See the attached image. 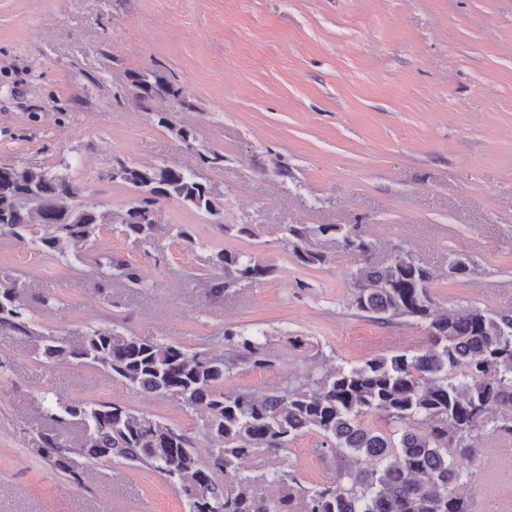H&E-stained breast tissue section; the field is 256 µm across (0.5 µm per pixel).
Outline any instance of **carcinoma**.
Wrapping results in <instances>:
<instances>
[{"label":"carcinoma","mask_w":512,"mask_h":512,"mask_svg":"<svg viewBox=\"0 0 512 512\" xmlns=\"http://www.w3.org/2000/svg\"><path fill=\"white\" fill-rule=\"evenodd\" d=\"M125 93L142 99L138 108L146 112L151 100H183L182 88L153 67L131 71ZM115 167L118 173L110 179L144 193L121 213L77 200L78 189L59 170L20 161L0 164V236L64 256L82 251L102 225L117 223L133 246L167 231L192 246L183 227L154 221L157 204L171 200L204 217L219 214L209 187L191 168L125 160ZM282 231L307 266L325 261L309 247L312 238L338 240L355 260V309L376 322L409 319L424 325L423 346L348 363L257 396L224 392V376L240 362L267 364L265 331L225 330L227 356L190 353L108 326L88 327L77 344L49 335L44 354L50 360L100 366L134 390L148 389L202 411L212 448L203 460L188 435L163 422L117 403L74 400L48 406L56 421L79 424L74 446L42 433L33 451L74 478L75 454L88 463L120 458L150 467L178 487L189 512H472L457 487L472 476L479 439L512 437V424L504 425V419L512 420V312L436 309L430 288L439 273L403 251L375 263L371 243L339 224H286ZM93 264L103 285L117 280L124 288H142L147 280L144 270L117 257ZM213 265L219 270L210 278L215 298L239 281L261 282L272 274L270 266L241 252L220 250ZM26 309L24 285L0 271V328L28 334ZM373 414L387 430L363 426L361 419ZM310 432L336 460L333 482L307 487L277 472L241 470L248 455L277 453ZM264 483L280 485L278 497L257 495Z\"/></svg>","instance_id":"cac0c4a2"}]
</instances>
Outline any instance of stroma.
I'll return each instance as SVG.
<instances>
[{
  "label": "stroma",
  "mask_w": 512,
  "mask_h": 512,
  "mask_svg": "<svg viewBox=\"0 0 512 512\" xmlns=\"http://www.w3.org/2000/svg\"><path fill=\"white\" fill-rule=\"evenodd\" d=\"M158 62L190 110L186 145L151 113L118 98L130 70ZM222 152V165L197 152ZM81 199L125 210L130 187L108 177L116 160L178 161L220 204L206 218L171 201L167 236L132 246L105 225L82 255L51 258L0 236V269L57 304L27 309L30 334L0 329V512H188L178 488L115 459L74 481L31 451L57 427L38 400L114 402L181 430L200 458L211 443L202 412L145 394L99 366L51 361L44 339L78 342L114 326L192 352L222 354L225 329L268 334V365L240 366L225 391L270 388L379 354L418 347L424 325L378 323L353 305V257L312 239L324 264L309 268L285 243L286 224L355 228L382 263L402 248L440 270L437 308L512 311V0H0V163L58 166ZM250 224L253 237L224 234ZM256 256L273 273L208 291L218 250ZM118 255L151 285L100 289L93 261ZM470 265L445 276L448 259ZM474 481L460 485L473 512H512V438L479 443ZM245 472L277 471L327 483L334 459L309 433L276 455L257 452Z\"/></svg>",
  "instance_id": "35a3bbf8"
}]
</instances>
